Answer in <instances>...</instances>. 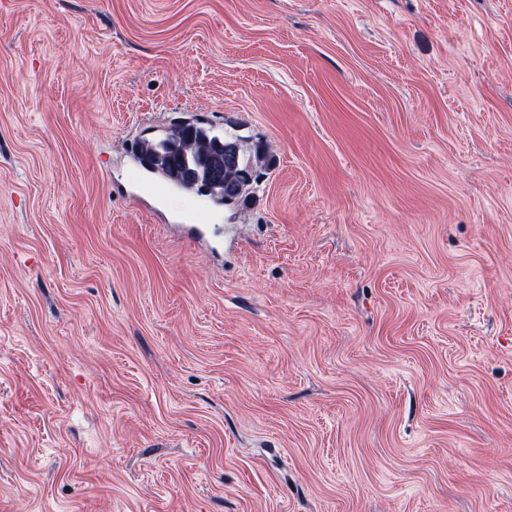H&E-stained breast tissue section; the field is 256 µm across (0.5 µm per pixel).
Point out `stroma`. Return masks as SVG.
<instances>
[{
	"mask_svg": "<svg viewBox=\"0 0 512 512\" xmlns=\"http://www.w3.org/2000/svg\"><path fill=\"white\" fill-rule=\"evenodd\" d=\"M0 512H512V0H0ZM161 152H167L168 159L156 164L154 159ZM138 159L147 169L177 185L219 202L240 199L247 191L249 185L240 178L243 167L251 168L254 179L257 170L271 164L264 147L256 145L252 151H245L237 135L218 134L199 122L176 124L163 138L142 141ZM190 172L194 180L188 178Z\"/></svg>",
	"mask_w": 512,
	"mask_h": 512,
	"instance_id": "stroma-1",
	"label": "stroma"
}]
</instances>
